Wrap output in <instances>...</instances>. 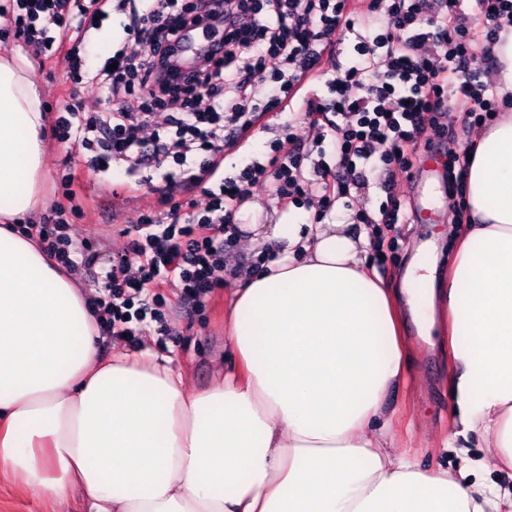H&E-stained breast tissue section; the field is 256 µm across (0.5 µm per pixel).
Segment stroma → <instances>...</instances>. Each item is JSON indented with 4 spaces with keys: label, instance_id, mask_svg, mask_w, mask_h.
Returning a JSON list of instances; mask_svg holds the SVG:
<instances>
[{
    "label": "stroma",
    "instance_id": "stroma-1",
    "mask_svg": "<svg viewBox=\"0 0 512 512\" xmlns=\"http://www.w3.org/2000/svg\"><path fill=\"white\" fill-rule=\"evenodd\" d=\"M106 11V18L90 34L85 60L91 70L101 67L125 42L123 25L128 12L121 0H109ZM37 79L47 117H55L58 109L67 103L77 105L84 112H101L107 107L98 90L73 78L65 61L58 57L46 61ZM143 178L148 181L145 194L139 200H127L119 189L120 183ZM399 188L409 199L434 209L439 215L453 212L459 202L458 197L449 196L445 179L440 175L424 181L403 180ZM162 189L161 179L153 170L128 173L121 168H110L95 180L91 192L97 201L84 204L78 222L96 236L102 256L124 251L129 242L126 227L135 224L140 213L157 208ZM312 214L310 206H283L271 196L268 187H257L252 199L234 216L238 234L224 253V270L219 275L222 287L215 289L199 306L179 302L176 288H166L164 326L150 324L129 341L103 337L100 358L110 359L119 351L148 352L157 360H168L171 368L183 373L188 394L211 388L223 373L225 360L232 357L226 344L228 325L225 321L230 296L244 287L254 270L252 261L259 253L272 251L282 257L288 253L287 238H255L252 225L307 224ZM427 242L436 248L439 274H447L451 245L448 227L444 224L392 225L390 230L384 231L381 245L371 246L368 260L380 277L397 288L412 255ZM401 320L405 334L411 337L416 349V361L404 383L386 399L387 406L394 411L391 428L394 445L397 451L412 455L422 465L432 467L444 461L449 467H459V459L444 457L439 448L441 440L453 432L448 383L451 355L431 349L418 337L409 311H402ZM82 509L80 495L63 501L37 499L27 493L23 475L0 476V512H82Z\"/></svg>",
    "mask_w": 512,
    "mask_h": 512
}]
</instances>
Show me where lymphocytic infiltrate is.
Listing matches in <instances>:
<instances>
[{
	"instance_id": "1",
	"label": "lymphocytic infiltrate",
	"mask_w": 512,
	"mask_h": 512,
	"mask_svg": "<svg viewBox=\"0 0 512 512\" xmlns=\"http://www.w3.org/2000/svg\"><path fill=\"white\" fill-rule=\"evenodd\" d=\"M127 31L135 46L117 51L116 69L99 68L90 81L110 108L83 115L58 112L59 142L88 152L85 171L111 162L135 167L173 158L160 209L141 214L127 251L99 268L94 238L72 221L78 206L51 208L35 230L60 269L100 270L95 305L108 335H133V323L162 322L151 291L176 282L182 301L199 304L224 268V248L240 205L261 183L274 196L301 204L317 195L315 222L352 190L376 186L386 196L378 214L357 212L360 224H396L406 203L395 171H408L418 148H432L450 124L493 121L504 102L487 97L476 51L493 60L492 46L512 26V0H476L468 17L459 0H139ZM108 0H0V18L17 38L62 52L73 73L85 60L84 19L101 18ZM355 59L337 62V37L357 23ZM208 34L191 71L175 64L183 33ZM299 103L303 120L330 134L335 165L306 170L305 142L295 132L275 139L265 161L225 176L226 149L253 135L260 116Z\"/></svg>"
}]
</instances>
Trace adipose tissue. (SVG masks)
Segmentation results:
<instances>
[{"mask_svg": "<svg viewBox=\"0 0 512 512\" xmlns=\"http://www.w3.org/2000/svg\"><path fill=\"white\" fill-rule=\"evenodd\" d=\"M44 103L32 64L0 54V475L84 512H512V113L481 131L464 175L447 285L433 260L404 292L366 263L376 234L277 224L287 257L234 292V360L209 391L147 353L97 354L79 283L15 220L42 208ZM425 328L451 316L462 468L423 467L389 439L384 396L411 360L401 295ZM481 434L488 452L469 456Z\"/></svg>", "mask_w": 512, "mask_h": 512, "instance_id": "1", "label": "adipose tissue"}]
</instances>
